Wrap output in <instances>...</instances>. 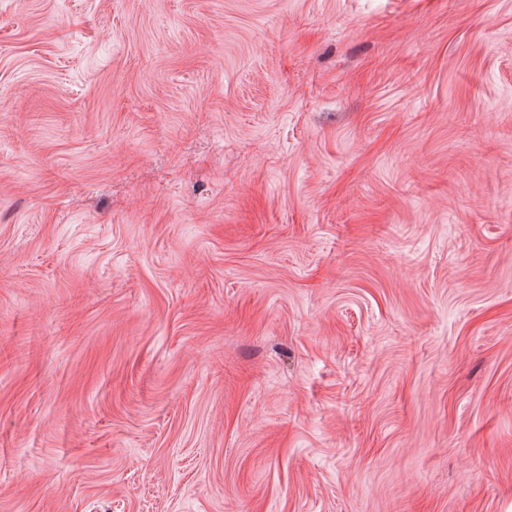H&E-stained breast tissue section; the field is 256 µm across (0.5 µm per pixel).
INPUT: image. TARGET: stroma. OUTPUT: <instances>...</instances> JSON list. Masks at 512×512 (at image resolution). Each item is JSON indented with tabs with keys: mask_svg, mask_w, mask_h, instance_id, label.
Here are the masks:
<instances>
[{
	"mask_svg": "<svg viewBox=\"0 0 512 512\" xmlns=\"http://www.w3.org/2000/svg\"><path fill=\"white\" fill-rule=\"evenodd\" d=\"M0 512H512V0H0Z\"/></svg>",
	"mask_w": 512,
	"mask_h": 512,
	"instance_id": "35a3bbf8",
	"label": "stroma"
}]
</instances>
